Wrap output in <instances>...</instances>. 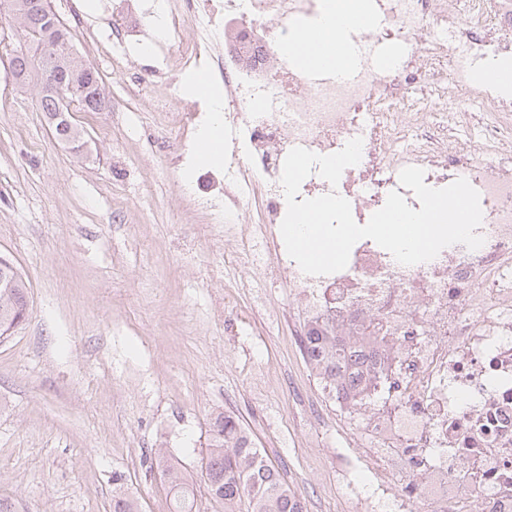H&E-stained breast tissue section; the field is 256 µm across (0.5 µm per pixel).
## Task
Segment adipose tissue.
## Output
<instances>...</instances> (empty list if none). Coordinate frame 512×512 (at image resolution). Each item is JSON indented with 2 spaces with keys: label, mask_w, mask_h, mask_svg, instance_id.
I'll return each instance as SVG.
<instances>
[{
  "label": "adipose tissue",
  "mask_w": 512,
  "mask_h": 512,
  "mask_svg": "<svg viewBox=\"0 0 512 512\" xmlns=\"http://www.w3.org/2000/svg\"><path fill=\"white\" fill-rule=\"evenodd\" d=\"M353 20L357 25L372 24L373 18L360 0H324L322 12L315 19L312 28L294 31L289 37L284 50L291 57H300L311 34H318L320 41H344L347 33L343 20ZM185 91L191 95L209 97L212 113L201 128L196 141L195 156L198 162L217 163L224 150V117L222 113L223 95L203 75L188 78Z\"/></svg>",
  "instance_id": "1"
}]
</instances>
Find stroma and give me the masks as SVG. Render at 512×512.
<instances>
[{"label":"stroma","instance_id":"35a3bbf8","mask_svg":"<svg viewBox=\"0 0 512 512\" xmlns=\"http://www.w3.org/2000/svg\"><path fill=\"white\" fill-rule=\"evenodd\" d=\"M108 0H51L109 106L78 113V157L0 60V256L29 315L0 342V498L20 512H112L121 481L139 512H169L150 455L167 449L207 495L200 460L215 412L236 415L305 501L345 512L336 462L361 466L358 424L301 352L305 316L272 270L280 234L248 259L201 208L205 168L152 100L188 101L165 76L152 26L112 53ZM150 76L148 97L132 90Z\"/></svg>","mask_w":512,"mask_h":512}]
</instances>
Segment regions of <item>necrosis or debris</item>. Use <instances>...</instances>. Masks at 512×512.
<instances>
[{
  "label": "necrosis or debris",
  "instance_id": "1",
  "mask_svg": "<svg viewBox=\"0 0 512 512\" xmlns=\"http://www.w3.org/2000/svg\"><path fill=\"white\" fill-rule=\"evenodd\" d=\"M324 0H182L153 15L156 46L174 30L193 36L177 67L208 68L224 83V124L242 130L246 156L231 155L206 177L236 223L260 195L259 223L276 224L283 162L296 146L320 155L363 140L340 193L367 223L399 172L417 166L433 188L466 178L479 192L483 245L443 249L431 261L399 264L374 241L352 248L347 267L304 274L287 253L277 270L305 314V334L350 339L360 392V485L339 475L349 512H512V93L476 80L470 62L512 61V0H373L374 48L339 81L289 63L281 44ZM436 111H425L427 103Z\"/></svg>",
  "mask_w": 512,
  "mask_h": 512
}]
</instances>
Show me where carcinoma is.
Wrapping results in <instances>:
<instances>
[{"label":"carcinoma","instance_id":"obj_1","mask_svg":"<svg viewBox=\"0 0 512 512\" xmlns=\"http://www.w3.org/2000/svg\"><path fill=\"white\" fill-rule=\"evenodd\" d=\"M14 69L21 82H26L34 69L35 62L26 56L14 60ZM85 86L81 110L101 111L97 86L101 78L91 79L80 76ZM41 111L54 120L55 133H67L69 126L58 119L56 103L50 96L40 99ZM27 315V286L19 273H14L8 298L0 296V327L20 326ZM307 361L327 386L341 395L349 381L346 345L331 336H307L304 339ZM155 462L169 484L171 512H198L193 484L186 478L179 460L165 455L161 450L154 452ZM202 477L208 495L224 506V512H306L302 499L283 482L278 471L256 448L248 431L239 419L224 412L213 417L212 436L207 444L206 467ZM112 512H138L135 500L123 487L112 490Z\"/></svg>","mask_w":512,"mask_h":512}]
</instances>
